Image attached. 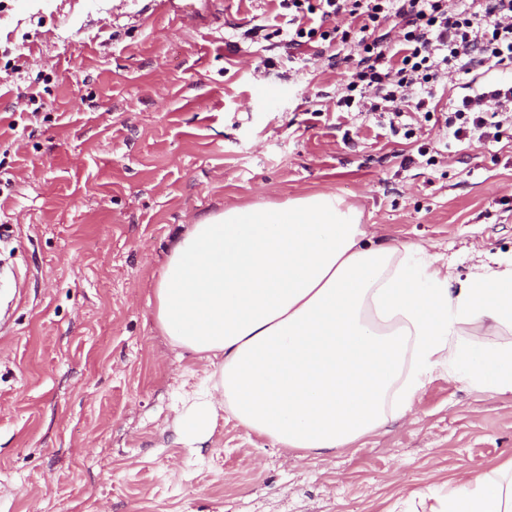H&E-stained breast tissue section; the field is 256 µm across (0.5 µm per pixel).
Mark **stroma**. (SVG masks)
<instances>
[{"label":"stroma","instance_id":"1","mask_svg":"<svg viewBox=\"0 0 512 512\" xmlns=\"http://www.w3.org/2000/svg\"><path fill=\"white\" fill-rule=\"evenodd\" d=\"M276 0H0V512H419L455 475L512 458V395L434 374L412 412L302 456L216 408L206 363L156 324L154 282L188 225L332 193L377 240L459 278L512 260V130L448 141L445 103L392 134L341 112L349 71L243 39ZM429 148L435 164L419 156ZM414 164H404V157ZM212 404H193L182 416V436L193 443L203 442L210 428Z\"/></svg>","mask_w":512,"mask_h":512}]
</instances>
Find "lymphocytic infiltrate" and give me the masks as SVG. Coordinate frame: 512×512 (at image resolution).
<instances>
[{"label": "lymphocytic infiltrate", "mask_w": 512, "mask_h": 512, "mask_svg": "<svg viewBox=\"0 0 512 512\" xmlns=\"http://www.w3.org/2000/svg\"><path fill=\"white\" fill-rule=\"evenodd\" d=\"M285 24L276 28L282 47L302 39L335 41L339 17L359 33V52L338 107L377 112L395 122L408 111L424 112L449 71L465 74L485 64L512 69V0H279ZM399 19L401 44L383 33ZM449 108V138L471 144L512 129V83L480 88L464 83Z\"/></svg>", "instance_id": "lymphocytic-infiltrate-1"}]
</instances>
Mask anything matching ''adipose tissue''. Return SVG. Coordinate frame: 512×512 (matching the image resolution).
Listing matches in <instances>:
<instances>
[{"label": "adipose tissue", "mask_w": 512, "mask_h": 512, "mask_svg": "<svg viewBox=\"0 0 512 512\" xmlns=\"http://www.w3.org/2000/svg\"><path fill=\"white\" fill-rule=\"evenodd\" d=\"M154 295L162 335L210 362L225 412L315 458L411 412L440 369L512 394V263L458 279L423 247L374 242L330 193L190 225ZM426 497L429 512H512V458Z\"/></svg>", "instance_id": "obj_1"}]
</instances>
